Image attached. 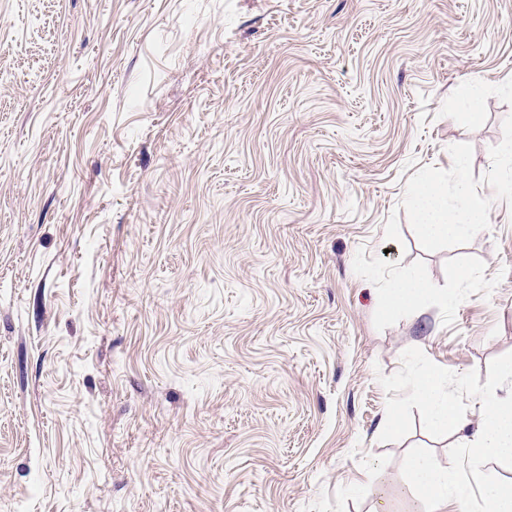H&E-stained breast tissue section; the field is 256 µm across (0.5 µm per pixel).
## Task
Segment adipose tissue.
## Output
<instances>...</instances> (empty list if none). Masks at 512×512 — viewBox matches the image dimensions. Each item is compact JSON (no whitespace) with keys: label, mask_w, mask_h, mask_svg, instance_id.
I'll return each mask as SVG.
<instances>
[{"label":"adipose tissue","mask_w":512,"mask_h":512,"mask_svg":"<svg viewBox=\"0 0 512 512\" xmlns=\"http://www.w3.org/2000/svg\"><path fill=\"white\" fill-rule=\"evenodd\" d=\"M459 173L456 190L462 199L457 209H449L441 180L437 173H428L415 183L408 193V205L423 242L458 239L481 230L487 220L490 197L475 190L468 182L464 157H456ZM414 489L424 493L431 503L430 512H468L465 500L448 490V471L428 456L415 457L409 465Z\"/></svg>","instance_id":"1"}]
</instances>
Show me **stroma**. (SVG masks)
Returning a JSON list of instances; mask_svg holds the SVG:
<instances>
[{"label":"stroma","mask_w":512,"mask_h":512,"mask_svg":"<svg viewBox=\"0 0 512 512\" xmlns=\"http://www.w3.org/2000/svg\"><path fill=\"white\" fill-rule=\"evenodd\" d=\"M511 153L512 0H0V512H416L473 435L380 442L377 377L512 352V196L407 193ZM455 164L459 173L456 190L462 199L459 208L448 210L447 198L437 173H428L409 190L408 205L425 243L472 235L486 223L489 195L469 184L464 157L457 156ZM424 287L425 274L423 272L395 280L382 295L383 310L391 312L414 307L427 291V288ZM412 485L417 491L424 493L430 500V512H443L452 504L455 510L451 512H467V503L456 496L457 480H453L454 491L448 493V471L442 468L439 463L428 456L420 455L415 457L409 465Z\"/></svg>","instance_id":"1"}]
</instances>
